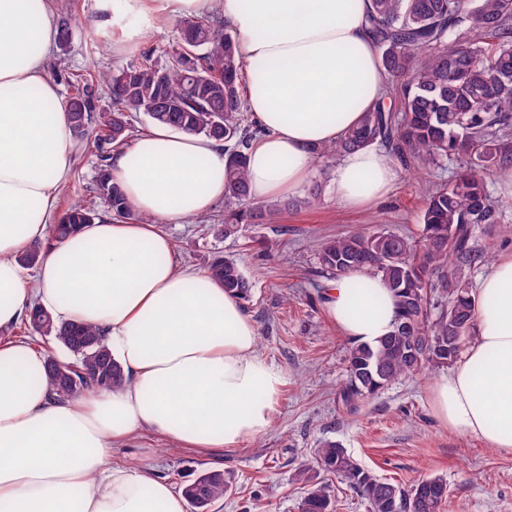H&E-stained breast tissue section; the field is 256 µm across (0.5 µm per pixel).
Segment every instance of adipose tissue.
<instances>
[{
	"label": "adipose tissue",
	"instance_id": "adipose-tissue-1",
	"mask_svg": "<svg viewBox=\"0 0 512 512\" xmlns=\"http://www.w3.org/2000/svg\"><path fill=\"white\" fill-rule=\"evenodd\" d=\"M112 46L123 53L158 24L215 13L247 65L248 110L262 128L249 150L250 194H301L314 147L335 143L384 94L366 17L371 0H100ZM57 31L49 0H0V329L30 303L60 323L104 329L122 387L50 401L46 354L0 339V512H184L170 482L144 465L113 464L112 449L152 434L197 452L237 448L264 434L282 372L257 348L243 302L209 273L178 267L166 224L223 200L224 146L153 127L111 173L149 224L94 221L46 253L57 191L73 163V131L59 88L45 73ZM400 170L384 147L341 156L328 192L361 209L387 197ZM476 337L429 402L450 431L512 451V252L472 291ZM330 323L374 343L396 324L380 277L352 271L325 297Z\"/></svg>",
	"mask_w": 512,
	"mask_h": 512
}]
</instances>
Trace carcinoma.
<instances>
[{"mask_svg":"<svg viewBox=\"0 0 512 512\" xmlns=\"http://www.w3.org/2000/svg\"><path fill=\"white\" fill-rule=\"evenodd\" d=\"M370 32L389 82L388 100L362 113L359 123L334 144L317 147L332 159L373 145L390 147L402 162L435 164L454 157L460 171L445 184L427 188L416 234L385 229L336 236L322 242L318 261L333 277L364 269L380 277L398 305L393 331L349 352L347 406L391 383L443 366L458 357L471 334L475 307L467 273L483 260L474 243L477 224H497L506 202L490 198L486 179L512 169V0H372ZM72 35L71 11L57 22L58 43ZM243 66L236 41L213 17L178 23L176 47L161 62L144 53L137 63L75 76L65 101L74 138H87L99 153L121 150L134 136L130 112L154 125L224 143V220L219 235L236 236L248 224H278L288 205L251 207L248 148L260 129L244 118ZM106 88L112 109L94 111L92 92ZM89 201L73 200L47 241L30 244L21 262L33 266L58 242L108 213L124 222L138 213L114 182L111 165L100 164ZM209 273L242 299L251 285L238 263L216 257ZM22 333L54 339L75 358L54 354L45 365L50 397L64 401L99 388L123 384L104 330L88 324H58L33 307L21 320ZM318 468L346 481L371 512H441L448 483L440 476L406 490L366 470L348 451L326 442ZM295 481L307 487L301 512H332L330 485L308 467ZM232 487L222 470L206 469L182 486L192 512H210Z\"/></svg>","mask_w":512,"mask_h":512,"instance_id":"cac0c4a2","label":"carcinoma"}]
</instances>
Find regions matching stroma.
Masks as SVG:
<instances>
[{"label": "stroma", "instance_id": "stroma-1", "mask_svg": "<svg viewBox=\"0 0 512 512\" xmlns=\"http://www.w3.org/2000/svg\"><path fill=\"white\" fill-rule=\"evenodd\" d=\"M75 18L70 41L55 47L46 62L63 98L70 93V74L134 63L147 51L160 58L176 41L171 21L153 29L139 47L116 54L111 34L99 29V0H77ZM99 163L97 152L75 143L59 210L88 196ZM453 172L447 165L422 168L417 180L401 174L383 203L363 211L340 208L326 194L319 208L285 213L278 224L251 225L241 237L215 235L200 216L164 225L178 266L205 271L218 256L240 264L252 285L244 308L256 326L258 350L282 371L285 384L270 428L241 447L195 452L168 447L149 435L138 447L113 449L111 461L147 462L157 477L177 486L204 469L230 473L233 489L212 512H301L305 490L295 482V472L315 465L318 448L333 441L368 471L406 489L428 476L444 477L448 499L443 512H512V452L450 432L431 413L428 391L447 375L448 366L395 381L355 408L344 405L340 393L353 342L330 325L323 305L329 278L318 262L321 243L380 228L418 232L423 186L449 180ZM474 239L485 259L470 271L473 282L512 251V207L503 211L499 224L476 226ZM269 240L281 244L272 256L264 251Z\"/></svg>", "mask_w": 512, "mask_h": 512}]
</instances>
